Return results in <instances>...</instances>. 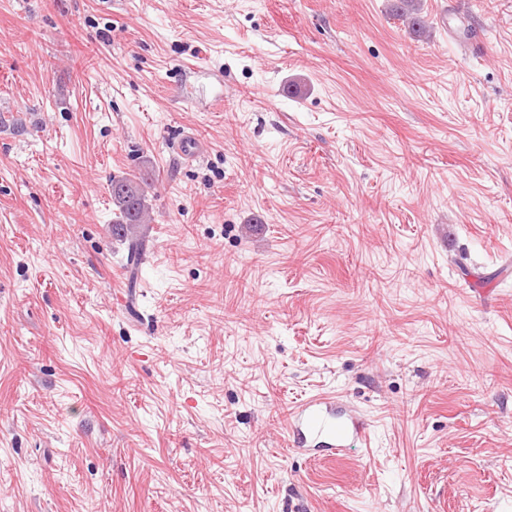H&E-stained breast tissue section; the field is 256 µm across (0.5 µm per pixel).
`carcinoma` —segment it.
<instances>
[{
	"mask_svg": "<svg viewBox=\"0 0 512 512\" xmlns=\"http://www.w3.org/2000/svg\"><path fill=\"white\" fill-rule=\"evenodd\" d=\"M393 11L414 31L424 28L420 0H394ZM112 185L122 187L112 192V204L116 215L112 229L128 243V263L131 273H136L145 246V224L151 220L145 177H119L112 179Z\"/></svg>",
	"mask_w": 512,
	"mask_h": 512,
	"instance_id": "obj_1",
	"label": "carcinoma"
}]
</instances>
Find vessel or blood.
<instances>
[{
  "instance_id": "obj_1",
  "label": "vessel or blood",
  "mask_w": 512,
  "mask_h": 512,
  "mask_svg": "<svg viewBox=\"0 0 512 512\" xmlns=\"http://www.w3.org/2000/svg\"><path fill=\"white\" fill-rule=\"evenodd\" d=\"M289 426L296 449L325 452L332 457L366 436L364 422L343 417L335 404L324 399L311 400L299 407Z\"/></svg>"
}]
</instances>
